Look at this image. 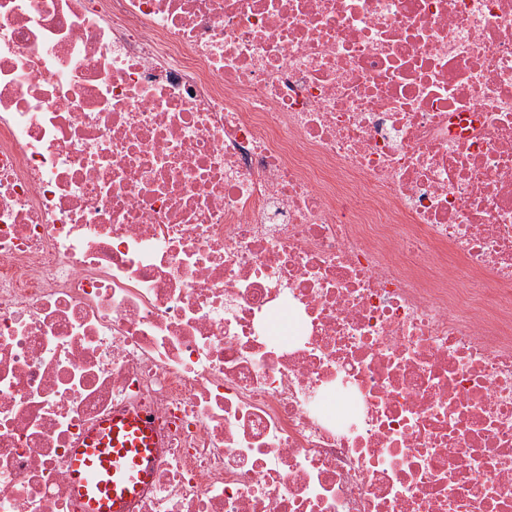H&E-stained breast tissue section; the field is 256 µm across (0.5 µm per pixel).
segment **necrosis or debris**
<instances>
[{
	"label": "necrosis or debris",
	"instance_id": "1",
	"mask_svg": "<svg viewBox=\"0 0 512 512\" xmlns=\"http://www.w3.org/2000/svg\"><path fill=\"white\" fill-rule=\"evenodd\" d=\"M512 512V0H0V512ZM158 448L147 412L112 416L88 430L71 454L75 498L83 512H125L151 477Z\"/></svg>",
	"mask_w": 512,
	"mask_h": 512
}]
</instances>
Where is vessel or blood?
<instances>
[{"label": "vessel or blood", "mask_w": 512, "mask_h": 512, "mask_svg": "<svg viewBox=\"0 0 512 512\" xmlns=\"http://www.w3.org/2000/svg\"><path fill=\"white\" fill-rule=\"evenodd\" d=\"M157 446L146 412H116L88 430L70 459L82 512H125L152 475Z\"/></svg>", "instance_id": "b4317fda"}]
</instances>
